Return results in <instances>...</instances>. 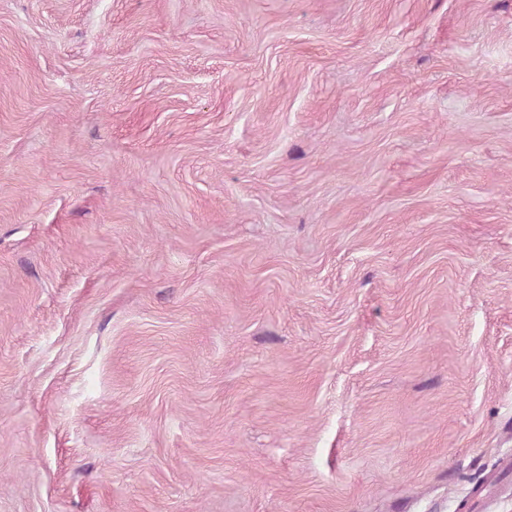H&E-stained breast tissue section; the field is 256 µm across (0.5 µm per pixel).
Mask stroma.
Returning a JSON list of instances; mask_svg holds the SVG:
<instances>
[{"label":"stroma","instance_id":"1","mask_svg":"<svg viewBox=\"0 0 512 512\" xmlns=\"http://www.w3.org/2000/svg\"><path fill=\"white\" fill-rule=\"evenodd\" d=\"M0 512H512V0H0Z\"/></svg>","mask_w":512,"mask_h":512}]
</instances>
